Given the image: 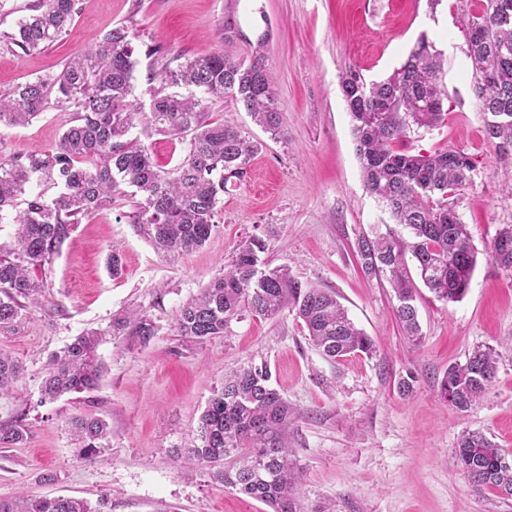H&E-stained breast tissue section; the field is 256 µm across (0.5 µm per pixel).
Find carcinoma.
<instances>
[{"instance_id": "cac0c4a2", "label": "carcinoma", "mask_w": 512, "mask_h": 512, "mask_svg": "<svg viewBox=\"0 0 512 512\" xmlns=\"http://www.w3.org/2000/svg\"><path fill=\"white\" fill-rule=\"evenodd\" d=\"M78 12V0H38L15 31L0 40L25 53L52 45ZM461 26L472 63V92L484 115V137L496 157L512 161V0H486L480 14H465ZM137 34L112 28L93 48L70 58L60 72L27 80L0 95V127L26 126L46 110L72 116L58 146L50 151L0 159V221L11 217L19 228L0 242V332L14 329L26 302L44 288L38 272L86 217L112 205L127 185L140 193L133 223L151 227L150 238L165 256L183 255L205 245L224 205L228 181L241 180L261 144L236 128L210 122L203 100L230 97L273 138L282 134L274 76L258 43L249 61L218 51L204 57L169 56L161 45L148 55L165 59L162 81L190 93H154L149 112H130L136 67ZM340 88L352 119L366 190L388 210L409 238L388 231L358 241L363 270L387 274L407 335L421 342L415 302L417 288L407 270L411 255L426 288L439 301H460L477 264L472 233L456 211V196L472 183L470 157L452 148L413 154L396 147L411 128H432L445 115L448 92L442 63L422 35L394 75L368 82L354 68L340 76ZM151 131L178 136L187 143L182 161L159 170L147 150L127 138L135 123ZM58 189L47 199L31 193L33 183ZM266 244L256 236L241 241L223 274L182 306L176 317L179 335L195 343L221 337L230 322L245 312L273 316L284 310L302 320L308 338L327 360L373 352V342L348 318L336 295L304 287L288 267H269L262 258ZM492 258L512 271V225L499 229ZM112 334L142 343L155 336V324L143 309L112 320ZM102 333L76 337L48 363L42 400L95 388L102 376L97 355ZM499 354L475 350L465 364L451 366L440 382V396L459 411L467 410L489 388ZM23 375L21 362L0 352V399L13 394ZM266 365L241 368L224 377L201 414L197 442L183 462L206 465L214 480L262 502L268 512H301L299 471L288 448L292 409L270 384ZM24 417L0 422V444L27 439ZM71 429L86 457L95 455L109 435L101 418L76 416ZM458 456L472 487L494 488L512 495L508 452L486 436L467 433ZM0 512H98L81 498L21 495L0 501Z\"/></svg>"}]
</instances>
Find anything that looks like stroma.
Masks as SVG:
<instances>
[{"instance_id": "obj_1", "label": "stroma", "mask_w": 512, "mask_h": 512, "mask_svg": "<svg viewBox=\"0 0 512 512\" xmlns=\"http://www.w3.org/2000/svg\"><path fill=\"white\" fill-rule=\"evenodd\" d=\"M484 5L440 0L432 11L427 0H79L72 25L49 48L26 54L0 45L5 93L59 72L113 27L127 26L140 35L130 102L145 112L163 87V63L147 56L148 47L248 59L260 44L283 119L274 139L242 105L207 101L209 121L236 127L264 147L248 176L228 185L202 248L173 261L163 257L147 227L133 224L137 197L128 187L110 209L76 225L45 265L40 303L28 305L15 330L0 332V351L24 366L13 395L0 401V420L21 412L28 429L23 444L0 446L1 499L76 497L103 512H267L262 502L216 484L210 467L178 458L195 442L199 418L225 373L264 364L295 412L288 446L305 512H512V496L474 490L456 456L466 431L512 452V271L490 256L497 231L512 225V165L497 161L483 136L460 24L462 13H481ZM228 23L242 38L225 42ZM422 34L443 62L446 115L434 128L413 129L400 147L424 154L452 148L473 159V182L457 212L478 260L461 301L445 303L420 288L423 338L416 345L396 318L386 278L365 274L357 254L361 236L403 228L364 187L339 75L353 66L366 80L386 79ZM68 118L48 110L28 126L1 128L0 155L55 149ZM251 236L265 241L271 266L288 267L303 286L335 293L372 338L373 353L324 359L289 310L246 313L223 337L183 340L179 310ZM116 245L115 271L108 258ZM139 307L157 326L148 344L110 335L113 318ZM88 330L105 334L98 389L42 401L49 358ZM478 347L497 351V373L481 399L460 411L440 397L439 384L448 367L465 363ZM408 376L412 391L399 393V380ZM79 414L109 426L91 460L83 459L69 426ZM47 473L53 482H44Z\"/></svg>"}]
</instances>
